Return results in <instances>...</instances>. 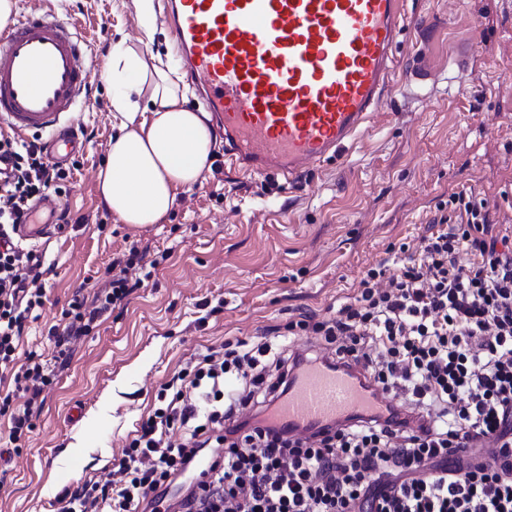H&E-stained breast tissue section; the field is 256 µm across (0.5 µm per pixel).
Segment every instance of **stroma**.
Instances as JSON below:
<instances>
[{
	"label": "stroma",
	"instance_id": "stroma-1",
	"mask_svg": "<svg viewBox=\"0 0 512 512\" xmlns=\"http://www.w3.org/2000/svg\"><path fill=\"white\" fill-rule=\"evenodd\" d=\"M57 8L85 21L91 96L111 97L103 46L123 41L147 65L174 63L166 29L142 26L157 5L59 0ZM407 10L427 28L401 38L403 93L336 160L292 184L224 167L179 192L159 223L133 228L113 214L82 223L106 207L96 176L117 132L110 108H85L81 123L97 136L58 199L71 224L36 247L46 297L19 342L21 356L49 363L51 383L18 442L0 414V512H60L68 492L120 457L191 354L287 327L302 310L325 315L379 263L398 273L451 192L470 190L512 212V0H408ZM415 66L424 84L408 82ZM133 243L157 263L148 286L56 359L53 333L68 322L74 296L107 288L113 258Z\"/></svg>",
	"mask_w": 512,
	"mask_h": 512
}]
</instances>
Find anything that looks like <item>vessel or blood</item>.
Masks as SVG:
<instances>
[{
	"label": "vessel or blood",
	"instance_id": "b4317fda",
	"mask_svg": "<svg viewBox=\"0 0 512 512\" xmlns=\"http://www.w3.org/2000/svg\"><path fill=\"white\" fill-rule=\"evenodd\" d=\"M180 73L224 142V161L248 174L300 178L338 157L383 99L399 89L395 58L410 17L406 0H162ZM75 21L41 5L0 31V124L43 136L48 158L83 152L76 127L90 70ZM44 200L14 231L51 236ZM388 404L358 370L308 364L268 419L308 434Z\"/></svg>",
	"mask_w": 512,
	"mask_h": 512
}]
</instances>
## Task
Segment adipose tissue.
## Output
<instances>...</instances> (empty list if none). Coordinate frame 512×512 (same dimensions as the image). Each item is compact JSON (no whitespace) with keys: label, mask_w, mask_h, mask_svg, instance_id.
Returning <instances> with one entry per match:
<instances>
[{"label":"adipose tissue","mask_w":512,"mask_h":512,"mask_svg":"<svg viewBox=\"0 0 512 512\" xmlns=\"http://www.w3.org/2000/svg\"><path fill=\"white\" fill-rule=\"evenodd\" d=\"M104 80L119 132L98 172L101 195L122 223H157L211 164L208 116L187 107L170 71L148 67L124 44L114 47Z\"/></svg>","instance_id":"adipose-tissue-1"}]
</instances>
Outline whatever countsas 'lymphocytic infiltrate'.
<instances>
[{"mask_svg":"<svg viewBox=\"0 0 512 512\" xmlns=\"http://www.w3.org/2000/svg\"><path fill=\"white\" fill-rule=\"evenodd\" d=\"M0 370L25 402L20 440L44 387L41 363L18 366L26 321L45 295L41 263L10 236L35 201L62 194L72 168L51 164L40 136L0 130ZM93 302L77 296L56 346L87 335L137 285L121 259ZM289 330L319 336L330 369L360 366L398 409L353 415L304 435L269 413L308 360L268 327L191 357L157 394L112 470L83 482L62 512H161L162 489L203 457L177 512H512V220L459 191L385 277L368 270L329 316L300 313Z\"/></svg>","mask_w":512,"mask_h":512,"instance_id":"lymphocytic-infiltrate-1","label":"lymphocytic infiltrate"}]
</instances>
